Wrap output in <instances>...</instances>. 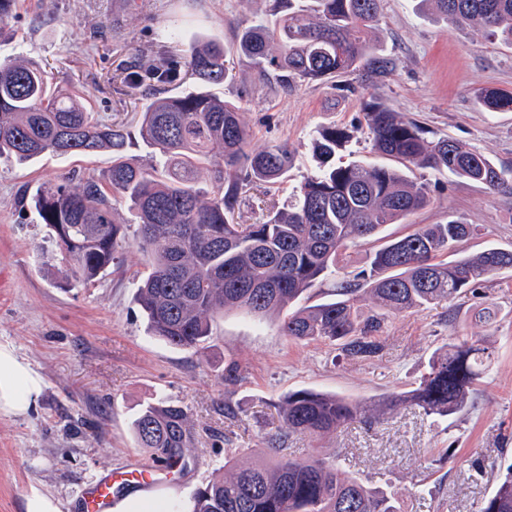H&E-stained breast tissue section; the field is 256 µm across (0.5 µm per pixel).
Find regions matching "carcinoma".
<instances>
[{
  "label": "carcinoma",
  "mask_w": 512,
  "mask_h": 512,
  "mask_svg": "<svg viewBox=\"0 0 512 512\" xmlns=\"http://www.w3.org/2000/svg\"><path fill=\"white\" fill-rule=\"evenodd\" d=\"M275 2L274 25L256 18L229 46L198 41L187 58H160L144 74L128 73V81L169 84L185 71L205 88L221 85L233 79L229 57L236 54L269 63L282 83H325L357 72L377 84L393 70V60L370 41L381 0ZM429 2L451 24L481 27L512 45V0ZM479 101L491 111H512L509 91H483ZM240 110L204 90L150 96L137 130L155 152L156 163L147 167L128 154L125 127L95 120L75 95L51 85L39 65L20 56L1 61L0 159L27 163L99 152L112 158L98 179L75 183L63 174L32 194L30 207L50 243L41 252L43 265L61 259L67 284L86 287L133 244L149 261L135 302L149 334L170 346L204 348L216 317L237 309L275 319L285 336L328 340L344 357L362 361L382 352L389 315L449 301L512 269V250L498 247L442 261L480 232L453 216L382 236L386 226L403 224L429 205L426 187L390 166L336 163L348 135L334 126L318 130L315 139L322 169L305 178L287 206L244 223L243 196L255 185L274 187L288 178L291 151L286 144L253 148ZM365 119L374 152L407 170H446L491 191L512 186V167L451 138L428 137L416 121L381 102L366 105ZM203 169L209 190L198 187ZM119 203L135 217L131 234L117 219ZM360 242L378 246L365 268L350 271L348 250ZM326 278L334 280L333 299L298 305ZM365 292L378 309H363ZM487 360L475 343H447L435 350L417 386L387 396L383 409L413 406L437 420L460 414ZM280 417L285 431L271 435L263 457L246 465L224 461V477L197 488L189 512H403L393 496L345 474L336 454L297 460L283 448L290 433L321 437L373 417L370 411L336 393L299 390L282 398ZM133 427L138 446L158 462L180 461L193 447L179 406L150 404ZM478 512H512V464L498 471Z\"/></svg>",
  "instance_id": "carcinoma-1"
}]
</instances>
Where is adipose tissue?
Instances as JSON below:
<instances>
[{"label": "adipose tissue", "instance_id": "adipose-tissue-1", "mask_svg": "<svg viewBox=\"0 0 512 512\" xmlns=\"http://www.w3.org/2000/svg\"><path fill=\"white\" fill-rule=\"evenodd\" d=\"M40 392V378L12 349L0 346V411L26 413Z\"/></svg>", "mask_w": 512, "mask_h": 512}]
</instances>
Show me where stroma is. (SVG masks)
<instances>
[{
    "label": "stroma",
    "instance_id": "1",
    "mask_svg": "<svg viewBox=\"0 0 512 512\" xmlns=\"http://www.w3.org/2000/svg\"><path fill=\"white\" fill-rule=\"evenodd\" d=\"M272 8L273 0H15L0 22L7 33L0 59L20 55L39 64L49 82L72 91L99 120L133 132L144 98L185 94L197 85L132 86L123 80L126 72L167 54L188 56L201 36L231 43L254 17H271ZM174 25L182 29L181 41L161 42ZM374 46L395 61L375 85L353 74L285 88L272 68L231 57L234 78L216 86V94L240 103L254 145L284 143L293 158L278 188L247 194L244 220L286 206L316 171L313 141L321 128L348 132L337 160H374L363 113L375 98L426 131L512 166V112H490L478 102L481 90H512V46L421 10L418 0H382ZM109 165L104 155L0 161V345L12 348L43 383L25 414L0 411V512H25L34 490L58 499L63 512H79L86 484L150 464L131 423L161 399L184 409L195 446L185 464L147 493L188 504L198 487L223 475L225 458L247 463L267 448L281 424L284 395L314 389L370 406L416 387L438 346L480 339L492 359L465 413L435 423L411 407L381 414L368 426L356 422L323 437L288 439L297 459L340 453L346 470L394 493L406 512H478L496 479L491 472L473 475L472 462L512 464V270L488 278L476 292L390 315L380 334L384 350L369 361L341 357L323 341L291 339L276 322L235 311L217 318L204 349H176L147 334L134 301L135 284L147 270L137 247L124 249L118 269L88 288L59 287L38 262L45 229L35 221L30 194L65 173L102 177ZM412 177L426 184L430 203L409 224L458 216L481 228L478 238L459 245V254L512 249V189L492 193L447 171L417 170ZM409 224L389 225L386 232L401 235ZM488 305L497 309L491 325L475 317ZM234 364L239 378L225 381Z\"/></svg>",
    "mask_w": 512,
    "mask_h": 512
}]
</instances>
